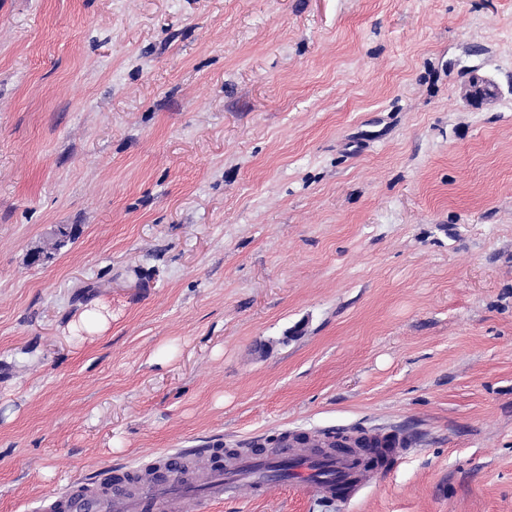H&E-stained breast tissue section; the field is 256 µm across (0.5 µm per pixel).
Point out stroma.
<instances>
[{"instance_id":"35a3bbf8","label":"stroma","mask_w":512,"mask_h":512,"mask_svg":"<svg viewBox=\"0 0 512 512\" xmlns=\"http://www.w3.org/2000/svg\"><path fill=\"white\" fill-rule=\"evenodd\" d=\"M353 427L361 497L210 512H512V0H0V512ZM104 307L93 306L85 310L79 317V320L73 324L75 338H81V333L91 335L102 334L109 327V315L104 313Z\"/></svg>"}]
</instances>
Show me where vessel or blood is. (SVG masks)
Returning <instances> with one entry per match:
<instances>
[{"label": "vessel or blood", "mask_w": 512, "mask_h": 512, "mask_svg": "<svg viewBox=\"0 0 512 512\" xmlns=\"http://www.w3.org/2000/svg\"><path fill=\"white\" fill-rule=\"evenodd\" d=\"M389 446L387 462L378 465L355 464L342 456H294L289 482L318 500H350L403 455V440H392ZM157 462V479L137 483L134 470L112 465L106 467L103 481L79 480L47 494L35 512H183L188 502L196 512H209L210 503L237 499L245 490L255 497L268 496L279 481L273 458L248 448L229 465L216 448H181L160 454ZM323 467L337 471V480L319 477Z\"/></svg>", "instance_id": "b4317fda"}]
</instances>
